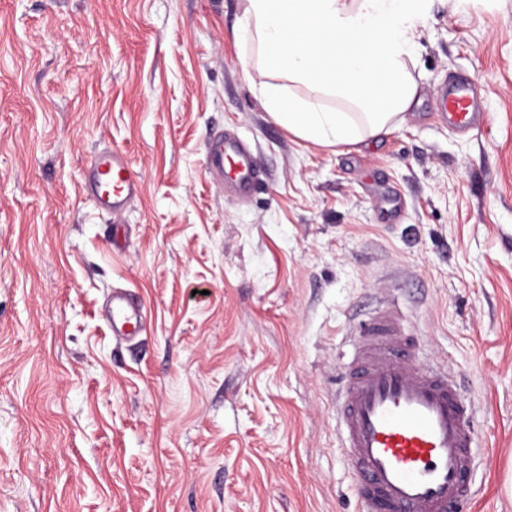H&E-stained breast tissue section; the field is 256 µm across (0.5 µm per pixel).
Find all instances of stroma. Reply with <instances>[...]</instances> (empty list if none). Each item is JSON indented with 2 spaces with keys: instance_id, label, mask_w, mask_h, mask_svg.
<instances>
[{
  "instance_id": "35a3bbf8",
  "label": "stroma",
  "mask_w": 512,
  "mask_h": 512,
  "mask_svg": "<svg viewBox=\"0 0 512 512\" xmlns=\"http://www.w3.org/2000/svg\"><path fill=\"white\" fill-rule=\"evenodd\" d=\"M243 0H0V512H362L339 450L353 331L394 303L479 429L466 512H512V0H429L418 98L324 146L247 79ZM480 123L437 110L449 79ZM226 133L250 199L209 165ZM126 149L120 214L82 193ZM148 308L112 336L113 289ZM212 155L217 161L224 164V157L228 158L235 169L236 192L241 196L250 195L259 180L260 168L249 146L240 140L224 136L215 143ZM111 183V187L107 184ZM142 184L128 153L118 147L100 152L88 165L82 193L97 207L112 214L122 213L140 194Z\"/></svg>"
}]
</instances>
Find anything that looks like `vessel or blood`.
I'll use <instances>...</instances> for the list:
<instances>
[{"label":"vessel or blood","instance_id":"vessel-or-blood-1","mask_svg":"<svg viewBox=\"0 0 512 512\" xmlns=\"http://www.w3.org/2000/svg\"><path fill=\"white\" fill-rule=\"evenodd\" d=\"M438 109L450 124L474 125L479 114L472 83H449ZM212 155L232 162L239 195L254 191L260 168L245 142L221 139ZM141 190L137 170L118 147L96 154L82 183L86 197L115 215ZM141 311L138 296L113 292V336L138 335ZM418 340L399 308L385 307L360 326L355 358L338 382L336 427L364 512H462L477 495L474 406L459 378L415 361Z\"/></svg>","mask_w":512,"mask_h":512}]
</instances>
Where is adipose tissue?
I'll return each instance as SVG.
<instances>
[{
  "mask_svg": "<svg viewBox=\"0 0 512 512\" xmlns=\"http://www.w3.org/2000/svg\"><path fill=\"white\" fill-rule=\"evenodd\" d=\"M426 2L243 0L240 32L255 49L271 118L320 145L389 133L416 98L409 66ZM290 81L307 94L287 90Z\"/></svg>",
  "mask_w": 512,
  "mask_h": 512,
  "instance_id": "adipose-tissue-1",
  "label": "adipose tissue"
}]
</instances>
